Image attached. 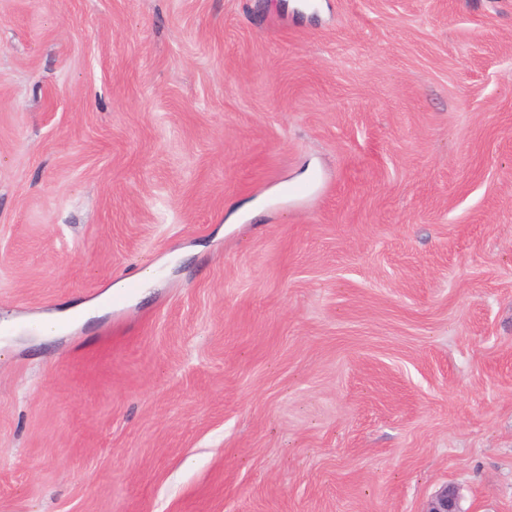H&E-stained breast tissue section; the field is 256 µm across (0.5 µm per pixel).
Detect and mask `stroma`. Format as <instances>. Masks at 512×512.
I'll return each instance as SVG.
<instances>
[{
  "label": "stroma",
  "instance_id": "35a3bbf8",
  "mask_svg": "<svg viewBox=\"0 0 512 512\" xmlns=\"http://www.w3.org/2000/svg\"><path fill=\"white\" fill-rule=\"evenodd\" d=\"M447 484L512 512V0H0V512ZM100 315V309L93 303H82L66 307L53 315L45 317L36 324L42 336H61L67 333L74 325Z\"/></svg>",
  "mask_w": 512,
  "mask_h": 512
}]
</instances>
